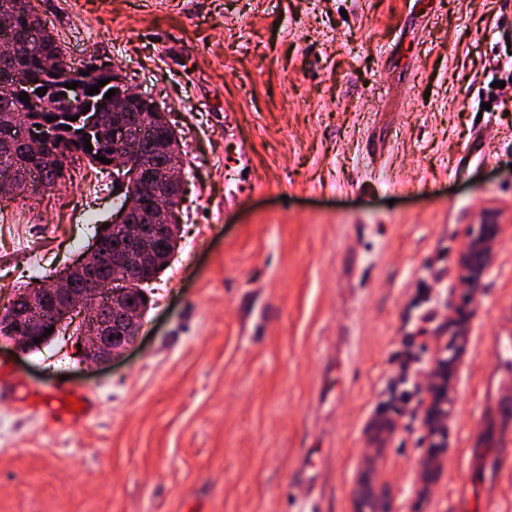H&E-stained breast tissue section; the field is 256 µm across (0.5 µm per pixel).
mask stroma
Wrapping results in <instances>:
<instances>
[{
    "label": "stroma",
    "mask_w": 512,
    "mask_h": 512,
    "mask_svg": "<svg viewBox=\"0 0 512 512\" xmlns=\"http://www.w3.org/2000/svg\"><path fill=\"white\" fill-rule=\"evenodd\" d=\"M74 66L120 67L176 129L187 194L138 338L88 366L66 333L0 351V512H457L491 336L512 324V0H33ZM0 198V307L88 253L117 200ZM505 229L480 287L458 258ZM471 322L448 446L421 494L423 392L452 309ZM95 409L33 413L63 391ZM312 456L311 490L300 466ZM479 224H474L470 231L468 243L460 255V265L468 288H477L489 269L503 224H498L494 212L484 213ZM353 512H391L392 502L387 484L377 477L362 474L354 490Z\"/></svg>",
    "instance_id": "stroma-1"
}]
</instances>
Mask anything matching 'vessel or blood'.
<instances>
[{
  "mask_svg": "<svg viewBox=\"0 0 512 512\" xmlns=\"http://www.w3.org/2000/svg\"><path fill=\"white\" fill-rule=\"evenodd\" d=\"M481 416L465 450L467 476L455 487L459 512H488L506 475L512 441V328L493 338L492 366L480 382Z\"/></svg>",
  "mask_w": 512,
  "mask_h": 512,
  "instance_id": "obj_1",
  "label": "vessel or blood"
}]
</instances>
